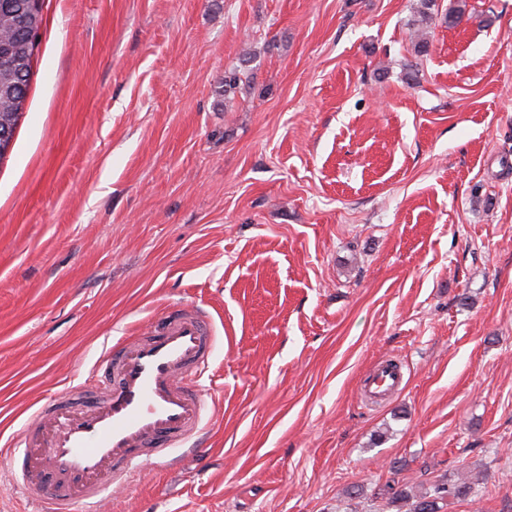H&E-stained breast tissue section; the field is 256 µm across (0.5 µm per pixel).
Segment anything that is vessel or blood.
I'll list each match as a JSON object with an SVG mask.
<instances>
[{"label":"vessel or blood","instance_id":"vessel-or-blood-1","mask_svg":"<svg viewBox=\"0 0 512 512\" xmlns=\"http://www.w3.org/2000/svg\"><path fill=\"white\" fill-rule=\"evenodd\" d=\"M215 335L205 309H165L154 327L122 337L100 357L86 391L92 406L68 414L62 399L42 407L23 429L13 472L41 512H97L105 494L132 481L143 461L169 449L193 450L208 404L198 376L209 365ZM392 362L371 375L368 391H397Z\"/></svg>","mask_w":512,"mask_h":512}]
</instances>
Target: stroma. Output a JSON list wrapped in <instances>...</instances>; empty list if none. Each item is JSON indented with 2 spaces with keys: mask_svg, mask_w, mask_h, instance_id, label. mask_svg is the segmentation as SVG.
Masks as SVG:
<instances>
[{
  "mask_svg": "<svg viewBox=\"0 0 512 512\" xmlns=\"http://www.w3.org/2000/svg\"><path fill=\"white\" fill-rule=\"evenodd\" d=\"M461 1L418 58L416 0H45L0 162V445L200 306L201 447L107 512H410L388 484L441 479L474 489L442 512H512V0ZM254 56H256L255 50L246 49L243 51L239 65L225 69L223 81L225 104H230L236 94L241 92L243 87L250 82L252 74L249 66ZM394 360H387L381 363L374 373L370 376L369 388L367 390L373 398H377L388 393L397 391L403 382L401 367L396 362V368L392 363Z\"/></svg>",
  "mask_w": 512,
  "mask_h": 512,
  "instance_id": "stroma-1",
  "label": "stroma"
}]
</instances>
